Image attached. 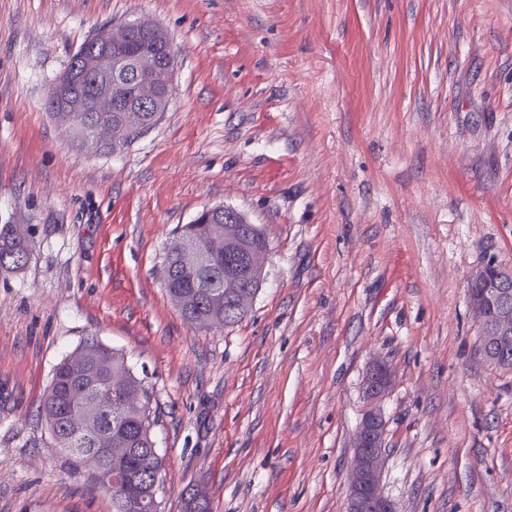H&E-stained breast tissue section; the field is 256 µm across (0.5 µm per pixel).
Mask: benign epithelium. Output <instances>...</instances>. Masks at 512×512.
Returning <instances> with one entry per match:
<instances>
[{
  "mask_svg": "<svg viewBox=\"0 0 512 512\" xmlns=\"http://www.w3.org/2000/svg\"><path fill=\"white\" fill-rule=\"evenodd\" d=\"M135 31H149L163 34L160 25L143 20L124 23L112 30L110 35L93 44H84L74 54L66 74L53 85L51 94H64V112L84 111V101L68 95L65 89L69 80L78 73H87L99 103L107 112L123 113L120 123L112 131L103 134L112 139L114 149L122 147L127 138L143 128L139 113L156 112L157 100L168 101L172 95L173 64L160 69L152 66V54L146 48L137 53L127 50V43ZM138 83L140 95L135 105L123 104L121 91L129 82ZM237 229L231 224H214L209 238L224 239V248H229ZM173 248L180 252L186 271L197 273L211 264L212 252L201 242L176 240ZM269 259V248H257L248 252L244 264L254 273H263ZM468 297L480 324L481 349L489 362L500 359L504 348L512 347V265L488 262L475 270L468 281ZM86 347L71 357L74 376L92 379L97 370L86 364ZM391 386V372L383 363L374 364L366 374L363 393L367 401L380 400ZM125 378L117 376L112 380V410L116 416L128 413L130 401L125 395ZM74 426L85 433L100 436L99 447L112 455V449L123 448L127 440L120 435H108L101 428L98 412H86ZM386 454L385 425L376 411L367 412L359 425L355 438V453L350 466V484L346 512H396L393 502L380 488V462ZM160 472L159 456L155 449L148 448L139 454V475L144 477L143 493L130 504L131 510L144 507L145 503L156 500L155 491Z\"/></svg>",
  "mask_w": 512,
  "mask_h": 512,
  "instance_id": "1",
  "label": "benign epithelium"
}]
</instances>
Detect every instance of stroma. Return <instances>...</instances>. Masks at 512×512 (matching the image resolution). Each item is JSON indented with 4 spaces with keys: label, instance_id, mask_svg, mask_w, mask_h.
Returning <instances> with one entry per match:
<instances>
[{
    "label": "stroma",
    "instance_id": "1",
    "mask_svg": "<svg viewBox=\"0 0 512 512\" xmlns=\"http://www.w3.org/2000/svg\"><path fill=\"white\" fill-rule=\"evenodd\" d=\"M151 20L175 58L158 122L80 146L46 107L81 44ZM228 206L270 260L251 311L182 318L177 226ZM0 512H112L41 412L87 339L152 394L162 512H346L373 360L397 512H512V368L466 293L512 264V0H0ZM16 230V235L15 234ZM2 224L0 226V273H15L23 270L33 254V239L25 238L28 228L24 225ZM23 237V238H22ZM391 372L383 363L374 364L366 374L363 393L370 403L380 400L391 386Z\"/></svg>",
    "mask_w": 512,
    "mask_h": 512
}]
</instances>
